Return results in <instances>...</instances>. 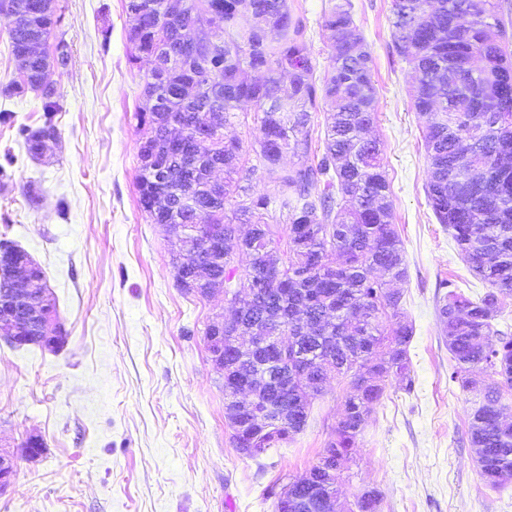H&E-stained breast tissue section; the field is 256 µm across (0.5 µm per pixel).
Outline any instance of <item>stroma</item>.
<instances>
[{"instance_id":"1","label":"stroma","mask_w":512,"mask_h":512,"mask_svg":"<svg viewBox=\"0 0 512 512\" xmlns=\"http://www.w3.org/2000/svg\"><path fill=\"white\" fill-rule=\"evenodd\" d=\"M336 0H291L305 15L316 79L335 53L322 14ZM372 58L377 112L369 130L383 147L391 223L405 251L401 318L412 323V391L396 377L370 411L339 484L348 512L364 488L378 512H512V479L494 490L467 440L475 396L448 379L439 332L440 280L476 297L473 276L424 191V122L413 108L416 76L392 36V0H351ZM126 0H58L68 62L48 72L62 110L57 139L30 157L0 124V152L16 157L0 180V238L45 271L66 341L58 351L0 340V450L16 474L0 512H274L264 496L315 465L339 418L349 380L330 378L288 446L259 459L231 442L224 381L204 330L224 296L176 285L174 238L137 204L134 112L144 105L148 60H132ZM44 441L28 460L29 435Z\"/></svg>"}]
</instances>
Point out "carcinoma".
Masks as SVG:
<instances>
[{"instance_id":"1","label":"carcinoma","mask_w":512,"mask_h":512,"mask_svg":"<svg viewBox=\"0 0 512 512\" xmlns=\"http://www.w3.org/2000/svg\"><path fill=\"white\" fill-rule=\"evenodd\" d=\"M8 49L31 36L54 39V54L28 65L30 74L0 87L5 98L30 90L41 100L42 126L18 125L27 152L58 135L57 91L32 75L68 61L67 43L56 33L55 0H11ZM188 13H174L165 0H127L128 14L146 19L129 29L132 60L150 58L192 23L202 29L196 54L168 64L157 56L144 78L150 107L134 113L139 148L154 149L151 165L136 177L138 206L152 224H181L180 246L197 253L213 272L238 270L236 253L248 258L244 278L258 295L244 294L235 324L224 342L242 338L232 349V374L247 377L288 370V388L267 378L262 397L280 406L285 421L262 433L250 458L292 441L305 427L312 399L329 376L350 380L351 390L319 462L290 481L288 512H333L335 486L363 433L367 409L384 396L389 375L413 388L410 346L414 328L395 317L402 294L387 287L408 279L404 249L390 223V182L381 144L365 137L376 112L371 58L353 29V4L343 0L323 12L322 25L336 46L330 70L320 83L305 19L288 0H188ZM395 47L416 73L413 107L425 119L429 158L425 193L439 223L448 227L469 270L488 285L472 299L444 281L437 301L440 332L451 355L449 380L468 391L472 375L491 370L500 381L480 391L468 426L476 462L490 486L512 473V326L496 328L501 299L512 296V50L500 0H392ZM248 70L270 77L249 80ZM290 78L280 96L274 75ZM327 104L323 150L313 149L311 113ZM243 104L253 107L257 133L242 162L241 146L224 141L223 128ZM181 134L208 139L195 159L172 153L167 124ZM299 162L285 163L286 153ZM224 172L219 200L212 202L210 179ZM272 184L274 195L256 194V173ZM207 207L198 211L184 200ZM239 198L231 211L226 202ZM277 203L283 224L268 223ZM248 224L245 236L238 225ZM224 228V258L204 247L206 229ZM277 249L261 251L263 243ZM288 340L277 358L262 348L263 337ZM380 494L365 489L354 512H376Z\"/></svg>"}]
</instances>
